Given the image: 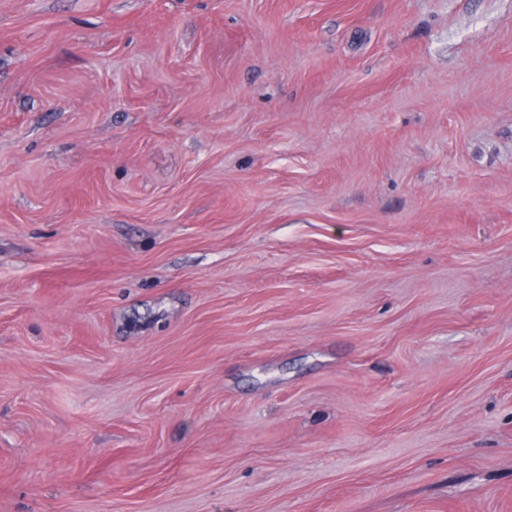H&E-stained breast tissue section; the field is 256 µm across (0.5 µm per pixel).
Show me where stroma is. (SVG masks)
<instances>
[{
    "label": "stroma",
    "instance_id": "1",
    "mask_svg": "<svg viewBox=\"0 0 512 512\" xmlns=\"http://www.w3.org/2000/svg\"><path fill=\"white\" fill-rule=\"evenodd\" d=\"M0 512H512V0H0Z\"/></svg>",
    "mask_w": 512,
    "mask_h": 512
}]
</instances>
